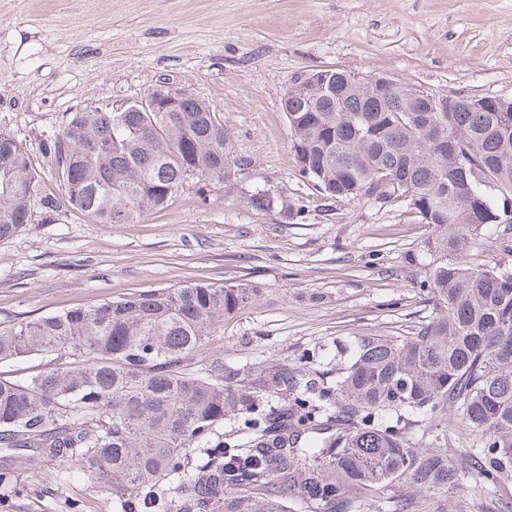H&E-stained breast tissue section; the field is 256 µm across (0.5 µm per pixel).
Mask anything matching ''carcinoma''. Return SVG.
<instances>
[{"instance_id":"carcinoma-1","label":"carcinoma","mask_w":512,"mask_h":512,"mask_svg":"<svg viewBox=\"0 0 512 512\" xmlns=\"http://www.w3.org/2000/svg\"><path fill=\"white\" fill-rule=\"evenodd\" d=\"M284 102L300 173L320 193L404 205L433 228L423 248L436 316L408 336L355 337L330 377L198 358L213 322L260 294L253 282L0 321V363L54 361L0 377V444L102 480L121 512H171L174 494L186 512H357L371 493L376 512H425L466 482L496 493L512 480V267L474 252L489 225L512 230V100L450 96L442 112L432 92L344 78L331 91L294 83ZM48 150L69 204L100 224L161 210L188 183L203 198L214 182L233 193L251 164L188 94L177 112H83ZM245 199L301 214L267 191ZM36 205L50 212L57 199L0 133V240L24 231ZM50 357L41 355H30L15 359L8 363H0L1 375L11 377V379H22L31 373L48 369Z\"/></svg>"}]
</instances>
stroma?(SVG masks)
<instances>
[{"label":"stroma","instance_id":"obj_1","mask_svg":"<svg viewBox=\"0 0 512 512\" xmlns=\"http://www.w3.org/2000/svg\"><path fill=\"white\" fill-rule=\"evenodd\" d=\"M330 66L448 96L512 99V0H0V133L26 147L56 212L33 207L0 241V320H31L190 282H257L217 323L209 354L335 369L336 343L404 336L436 310L422 289L428 225L363 199H330L299 172L282 109L301 74ZM219 112L237 193L184 187L131 224L73 210L46 145L83 112L141 100L159 80ZM266 190L303 212L257 210ZM0 512H116L112 491L31 458Z\"/></svg>","mask_w":512,"mask_h":512}]
</instances>
